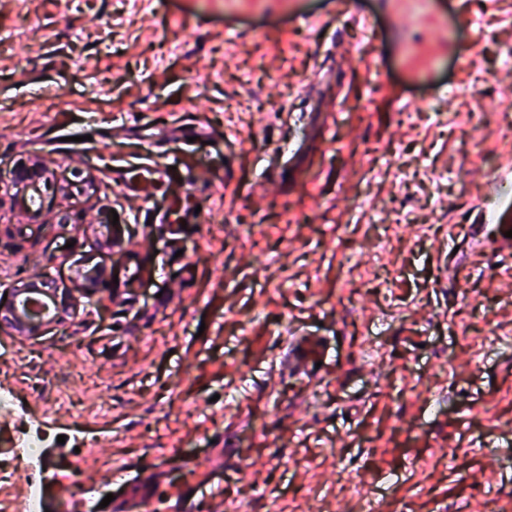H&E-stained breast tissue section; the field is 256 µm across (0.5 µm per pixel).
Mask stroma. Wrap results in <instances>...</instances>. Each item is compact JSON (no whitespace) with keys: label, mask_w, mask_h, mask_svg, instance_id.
Wrapping results in <instances>:
<instances>
[{"label":"stroma","mask_w":512,"mask_h":512,"mask_svg":"<svg viewBox=\"0 0 512 512\" xmlns=\"http://www.w3.org/2000/svg\"><path fill=\"white\" fill-rule=\"evenodd\" d=\"M510 70L512 0H0V291L43 274L74 293L81 264L113 280L154 226L111 320L82 303L39 341L0 333L19 422L67 439L47 508L134 512L158 481L186 512L205 491L246 512H512V459L469 450L512 444V255L479 202L512 164ZM184 157L185 223H155L173 189L141 201L124 172ZM35 159L75 183L30 214L13 170ZM380 238L385 276L360 259ZM300 333L321 370L291 367Z\"/></svg>","instance_id":"35a3bbf8"}]
</instances>
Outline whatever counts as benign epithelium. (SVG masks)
<instances>
[{
    "instance_id": "benign-epithelium-1",
    "label": "benign epithelium",
    "mask_w": 512,
    "mask_h": 512,
    "mask_svg": "<svg viewBox=\"0 0 512 512\" xmlns=\"http://www.w3.org/2000/svg\"><path fill=\"white\" fill-rule=\"evenodd\" d=\"M46 173L42 163H21L14 169V182L23 186L29 194L22 198L23 204L38 201L46 207V197L39 181ZM81 290L92 298L103 288L102 272L94 268L82 273ZM75 307L70 295L56 288L52 281L37 275L22 285L9 288L8 299L0 306V329H9L29 340H36L58 326Z\"/></svg>"
}]
</instances>
